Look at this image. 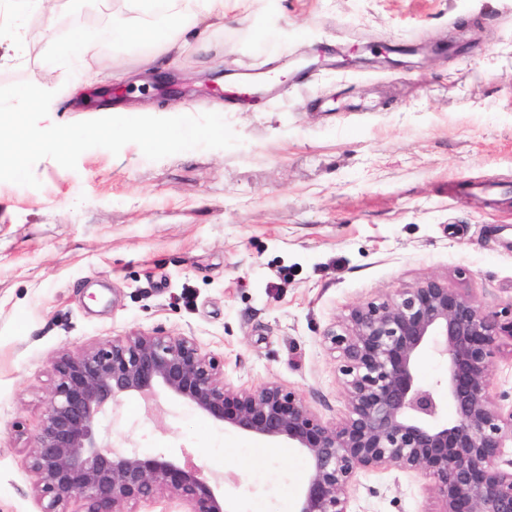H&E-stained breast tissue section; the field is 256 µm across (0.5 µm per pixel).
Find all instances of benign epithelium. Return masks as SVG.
<instances>
[{
	"label": "benign epithelium",
	"instance_id": "obj_1",
	"mask_svg": "<svg viewBox=\"0 0 512 512\" xmlns=\"http://www.w3.org/2000/svg\"><path fill=\"white\" fill-rule=\"evenodd\" d=\"M326 338L342 352L346 417L334 424L290 387H238L190 336L133 333L65 354L28 449L42 512H128L133 501L178 500L184 512H228L224 489L202 469L166 453L119 448L99 416L129 396L179 400L228 429L298 449L309 473L295 512H349L357 475L387 465L431 479L441 512H512V409L489 393V372L512 341V302L483 310L428 277L353 306ZM430 353L448 366L442 415L438 389L417 366Z\"/></svg>",
	"mask_w": 512,
	"mask_h": 512
}]
</instances>
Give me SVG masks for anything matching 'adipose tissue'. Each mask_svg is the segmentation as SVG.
<instances>
[{
  "label": "adipose tissue",
  "mask_w": 512,
  "mask_h": 512,
  "mask_svg": "<svg viewBox=\"0 0 512 512\" xmlns=\"http://www.w3.org/2000/svg\"><path fill=\"white\" fill-rule=\"evenodd\" d=\"M148 15L144 25L122 18L113 19L104 33L115 45L135 46L149 51L175 43L188 32L224 21V0H141Z\"/></svg>",
  "instance_id": "adipose-tissue-1"
}]
</instances>
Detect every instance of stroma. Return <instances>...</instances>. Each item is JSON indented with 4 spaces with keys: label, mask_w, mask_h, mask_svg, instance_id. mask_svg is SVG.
<instances>
[{
    "label": "stroma",
    "mask_w": 512,
    "mask_h": 512,
    "mask_svg": "<svg viewBox=\"0 0 512 512\" xmlns=\"http://www.w3.org/2000/svg\"><path fill=\"white\" fill-rule=\"evenodd\" d=\"M115 14L146 19L129 0L24 18L22 47L0 44V86L39 81L60 124L182 107L222 114L242 142L157 161L93 148L73 170L38 161L40 188L0 181V512H42L26 459L61 353L190 336L234 385H285L336 423L342 354L326 333L351 306L431 276L490 311L512 301V0H226L205 51L168 47L146 67L100 43L84 59L97 86L70 94L57 45ZM257 69L279 96L243 93L236 76ZM163 76L185 92L163 95ZM101 425L224 475L231 512H293L306 480L294 448L243 468L266 440L176 400L128 398ZM440 508L423 474L386 465L350 491V512Z\"/></svg>",
    "instance_id": "35a3bbf8"
}]
</instances>
